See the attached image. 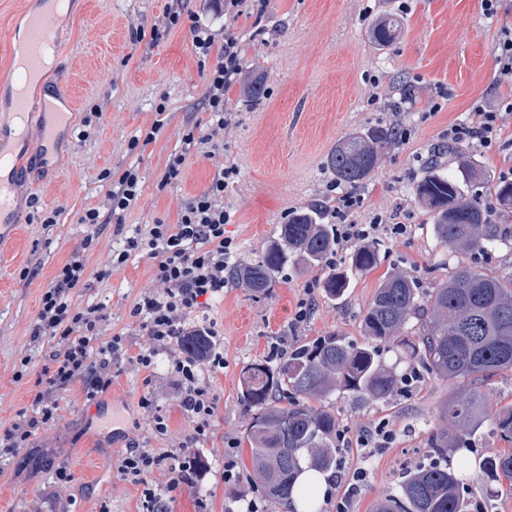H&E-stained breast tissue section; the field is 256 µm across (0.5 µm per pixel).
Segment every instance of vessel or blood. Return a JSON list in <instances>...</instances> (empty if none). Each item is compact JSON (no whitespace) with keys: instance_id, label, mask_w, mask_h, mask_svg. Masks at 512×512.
I'll use <instances>...</instances> for the list:
<instances>
[{"instance_id":"obj_1","label":"vessel or blood","mask_w":512,"mask_h":512,"mask_svg":"<svg viewBox=\"0 0 512 512\" xmlns=\"http://www.w3.org/2000/svg\"><path fill=\"white\" fill-rule=\"evenodd\" d=\"M28 13L22 28L9 36L8 51L18 56V67L0 73V145L7 154L0 156V243H7L17 229L16 207L11 193L22 181L31 158L32 142L50 149L54 140L69 129L66 112L55 110L50 102L34 105L31 89L46 70L45 47L56 35L49 27L52 0Z\"/></svg>"}]
</instances>
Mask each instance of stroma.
<instances>
[{
    "instance_id": "1",
    "label": "stroma",
    "mask_w": 512,
    "mask_h": 512,
    "mask_svg": "<svg viewBox=\"0 0 512 512\" xmlns=\"http://www.w3.org/2000/svg\"><path fill=\"white\" fill-rule=\"evenodd\" d=\"M170 0H67L52 25L61 42L59 55L45 73L58 97L73 93V140L59 144L55 159L29 169L24 188L15 191L21 222L14 242L0 248V427L28 411L36 380L57 347L56 340L31 335L39 298L88 232L81 224L89 209L101 207L110 181L137 166L141 197L122 224L101 225L94 248L86 250L89 278L73 293L75 303H106L105 336H121L123 351L112 366V386L97 401L84 403L80 385L59 396L60 411L32 443L0 457V512H137L141 489L117 471L130 440L153 448H173L189 432L179 405L166 355L144 371L134 357L148 345L140 322L129 311L138 298L158 291L152 261L131 254L109 279H95L112 250L122 248L126 230L158 221L177 223L181 211L201 194L222 166L240 174L224 192L232 215L224 234L238 248L236 262H258L274 242L289 213L315 206L332 223L328 185L335 178L327 166L330 151L350 133L370 125L398 123L412 129L409 141L395 143L378 168L357 186L364 199L354 220L369 223L377 215L411 225L410 237L380 246L373 271L353 274L343 301L328 299L322 282L327 265L286 266L272 286L257 293L227 284L222 296L200 312L211 322L224 353V367L208 383L218 411L196 445L209 459L211 473L196 488L176 493L170 512H242L239 492H252L268 512H290L288 503H270L251 465L245 441L249 414L241 401L247 365L266 359L277 337L289 347L336 334L361 345L362 317L384 275L401 270L420 289L447 279L458 261L433 235L430 215L415 201L414 183L433 150L439 164L455 170V155L444 151L450 123L465 119L472 105H495L512 97V81L495 67V47L512 30V0H499L498 14L484 16L479 0H271L262 16L242 12L236 22L248 74L260 75L264 97L254 101L240 88L224 97L231 123L219 140L185 148L187 131L203 132L210 120L206 81L185 29L162 37ZM385 17L400 20L393 44H374L369 33ZM445 100L431 113L433 101ZM104 120H95V112ZM163 126L155 140L130 150V140ZM185 152L177 180L164 183L171 155ZM54 215L52 226L43 219ZM38 268L31 279L22 270ZM312 293L315 312L300 326L291 321L304 293ZM31 372L14 374L21 358ZM459 387L424 373L412 393L395 390L384 401H356L334 394L325 403L338 428L356 437L370 423L387 421L395 432L392 447L365 455L340 447L336 455L348 469L363 468L366 478L350 504L351 512H375L377 505L400 496L407 474L430 464L454 472L468 512H512V481L490 478L484 463L507 443L483 425L476 433L452 440L443 454L433 453L430 435L439 428L440 407ZM150 398L151 408L141 406ZM162 415L170 433L155 436L154 415ZM234 445L239 481L224 479V447ZM71 476L55 487L56 473Z\"/></svg>"
}]
</instances>
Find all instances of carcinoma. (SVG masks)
I'll use <instances>...</instances> for the list:
<instances>
[{"mask_svg": "<svg viewBox=\"0 0 512 512\" xmlns=\"http://www.w3.org/2000/svg\"><path fill=\"white\" fill-rule=\"evenodd\" d=\"M400 33L399 20L387 18L374 26L370 37L386 46ZM392 144L391 128L368 127L336 144L327 164L337 182L355 187L377 168ZM477 166L474 156L462 152L457 173L447 175L432 160L413 189L415 199L433 214L434 235L458 255L483 254L512 241L504 225L463 189ZM495 197L499 216L511 218L512 182H499ZM333 247L332 232L322 223L320 211L301 209L288 216L278 241L257 264L230 267L227 279L260 293L271 287L272 275L286 264L318 266ZM378 263V245H357L350 270L332 269L325 277V295L342 299L351 285L350 273H367ZM414 318L420 319V329L413 339L403 341L406 357L435 376L464 383L444 403L441 418L446 427L431 433V447L442 451L448 447V434H470L487 421L501 440L511 444L512 406L488 413L482 385L512 372V273L490 276L462 261L448 279L423 296L417 281L394 272L380 284L363 316L364 335L371 340L396 338ZM396 385L395 373L382 363L376 348L351 344L334 334L296 347L274 365L251 364L242 385V402L250 412L246 442L268 497L288 500L306 467L323 474L336 471V416L311 406L309 400L327 398L338 388L354 399L384 400ZM485 469L512 480V452L487 460ZM376 512H466V506L457 476L434 464L409 475L402 495Z\"/></svg>", "mask_w": 512, "mask_h": 512, "instance_id": "obj_1", "label": "carcinoma"}]
</instances>
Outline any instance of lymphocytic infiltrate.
<instances>
[{"label": "lymphocytic infiltrate", "mask_w": 512, "mask_h": 512, "mask_svg": "<svg viewBox=\"0 0 512 512\" xmlns=\"http://www.w3.org/2000/svg\"><path fill=\"white\" fill-rule=\"evenodd\" d=\"M183 18L188 21L196 54L212 60L206 73L210 126L202 136L191 132L184 136V144L192 146L199 140L213 141L223 133L228 124L224 96L242 77L245 62L232 29H225L223 46L215 47V36L199 13L186 14L181 7L171 8L166 28L177 26ZM506 109L512 110L511 100L501 108L475 106L465 120L449 124V141L465 142L486 152L511 145L512 130L505 126L502 115ZM238 174L236 165L222 168L208 188L185 207L178 223L159 222L136 230L127 237L123 249L113 251L107 264L96 273L97 279H108L113 269L123 266L134 252H146L152 259L153 278L162 290L141 296L130 310L131 317L141 321L149 339L148 347L136 355L135 362L138 367L149 369L156 355L167 353L180 407L192 426L191 438L177 448L160 452L133 440L125 449L118 471L125 480L141 487L145 512H168L177 490L194 487L206 475V465L194 448L193 439L206 432L216 413L206 375L223 367L224 355L212 348L204 356H193L183 351L181 341L198 333L211 341L217 336L212 324L200 320L198 313L206 301L223 295L224 271L236 258L235 243L224 235V226L231 220L224 208V190ZM140 197L138 171L126 168L108 191L104 210H88L81 221L94 225L105 214L123 216ZM362 205L361 195L350 190L337 192L334 197L335 247L326 258L327 265H334L338 254L354 245L408 236L410 229L405 224L356 223L353 215ZM93 241V236H86L83 247L74 250L58 267L40 297L32 336L59 340L61 347L53 352L52 365L44 371L42 387L32 399L31 415L0 431V453L24 447L40 430L50 426L58 416V392L68 390L74 382H81V394L87 402L97 399L112 384V361L122 349V339L104 337L103 304L81 307L73 304L71 297L74 289L85 285V248Z\"/></svg>", "instance_id": "obj_1"}]
</instances>
